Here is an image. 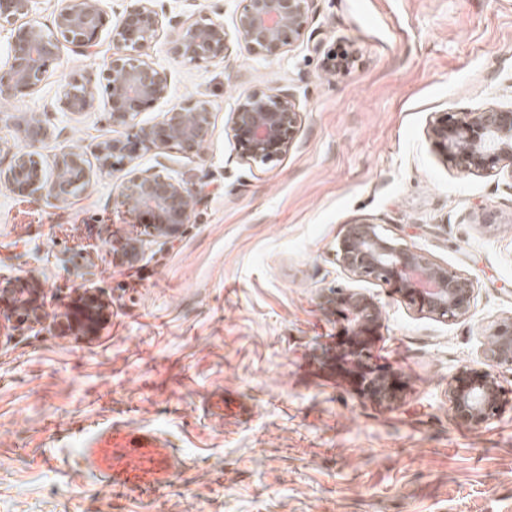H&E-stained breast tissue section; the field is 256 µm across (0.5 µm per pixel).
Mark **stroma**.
<instances>
[{"instance_id": "stroma-1", "label": "stroma", "mask_w": 512, "mask_h": 512, "mask_svg": "<svg viewBox=\"0 0 512 512\" xmlns=\"http://www.w3.org/2000/svg\"><path fill=\"white\" fill-rule=\"evenodd\" d=\"M241 7L196 0V18L230 36L225 59L190 63L164 40L153 54L169 93L138 123L191 100L213 113L200 155L133 162L201 181L206 199L174 238L120 206L114 174L92 173L65 204L0 184V285L38 279L51 319L86 288L112 303L99 337L45 325L0 341V512H512V413L475 428L448 403L449 374L481 362L489 326L512 316V181L458 173L427 137L441 113L512 106V0H314L313 40L277 57L239 48ZM343 50L354 62L327 71L325 54ZM80 74L101 80L68 55L33 94L0 98L1 167L23 147V113L52 131L33 148L48 172L62 150L90 156L116 137L105 95L61 111ZM278 87L301 112L296 141L278 161L242 163L237 102ZM362 221L469 277V316L437 319L343 272L338 241ZM337 286L382 307L372 353L404 384L395 408L319 358L345 325L321 303ZM113 423L164 443L170 466L153 485L111 488L89 465L84 438Z\"/></svg>"}]
</instances>
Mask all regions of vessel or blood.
<instances>
[{
    "instance_id": "vessel-or-blood-1",
    "label": "vessel or blood",
    "mask_w": 512,
    "mask_h": 512,
    "mask_svg": "<svg viewBox=\"0 0 512 512\" xmlns=\"http://www.w3.org/2000/svg\"><path fill=\"white\" fill-rule=\"evenodd\" d=\"M159 445L154 435L115 425L83 442L102 481L111 486H136L163 471L166 459L159 454Z\"/></svg>"
}]
</instances>
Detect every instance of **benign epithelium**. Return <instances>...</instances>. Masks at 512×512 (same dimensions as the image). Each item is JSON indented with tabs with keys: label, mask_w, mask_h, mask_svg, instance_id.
I'll return each mask as SVG.
<instances>
[{
	"label": "benign epithelium",
	"mask_w": 512,
	"mask_h": 512,
	"mask_svg": "<svg viewBox=\"0 0 512 512\" xmlns=\"http://www.w3.org/2000/svg\"><path fill=\"white\" fill-rule=\"evenodd\" d=\"M37 2L0 0V23L31 16ZM311 2L243 0L235 20L239 48L268 57L286 52L308 30ZM107 23L101 0H59L53 29L47 31L32 20L20 25L8 43V69L0 70V97L34 92L48 67L68 51L96 61L99 32ZM108 24L112 40L101 72L112 126L125 129V136L98 143L95 169L111 174L141 151L176 149L199 154L212 129V112L206 103L189 101L152 125H139L135 118L168 95V76L152 61L163 26H170L172 52L198 63L225 58L224 23L167 20L156 9V0H131ZM97 96L98 87L91 79L74 78L64 87L62 105L65 111L80 114L93 108ZM299 121L296 100L288 90L254 91L241 98L231 116L239 159L249 165L278 160L293 146ZM15 129L30 146L52 134L36 114L20 116ZM428 136L442 160L457 172L512 180V107L489 106L455 117L444 113L430 124ZM92 169L83 151L70 148L56 155L55 175L46 178L34 153L19 150L7 168H0V182L20 194L65 203L89 182ZM117 197L127 211L147 219L157 238L175 236L202 200L193 177L173 179L150 169L127 172L117 186ZM336 262L353 277L381 281L409 306L439 319L467 316L474 300L470 278L381 235L372 223L346 226ZM322 305L341 309L346 320L343 345L323 359L336 358L356 373L360 396L385 408L397 405L402 398L398 373L377 366L369 352L383 321L379 302L357 289L340 288L323 295ZM110 311V300L87 288L52 321L51 328L61 336L94 338L109 324ZM0 314L15 327L44 325V296L38 281L23 288L8 284L0 288ZM502 366H512V317L489 327L482 366L465 364L448 379V402L455 420L478 427L512 412V388L504 387L495 372Z\"/></svg>",
	"instance_id": "obj_1"
}]
</instances>
